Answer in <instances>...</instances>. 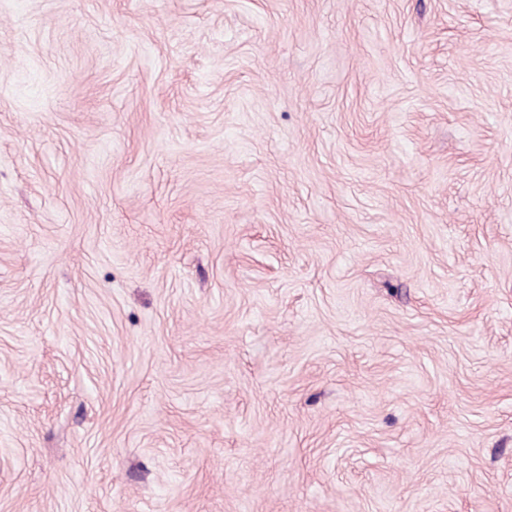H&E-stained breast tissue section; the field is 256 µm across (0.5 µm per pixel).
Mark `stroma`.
<instances>
[{
  "label": "stroma",
  "mask_w": 512,
  "mask_h": 512,
  "mask_svg": "<svg viewBox=\"0 0 512 512\" xmlns=\"http://www.w3.org/2000/svg\"><path fill=\"white\" fill-rule=\"evenodd\" d=\"M0 512H512V0H0Z\"/></svg>",
  "instance_id": "1"
}]
</instances>
